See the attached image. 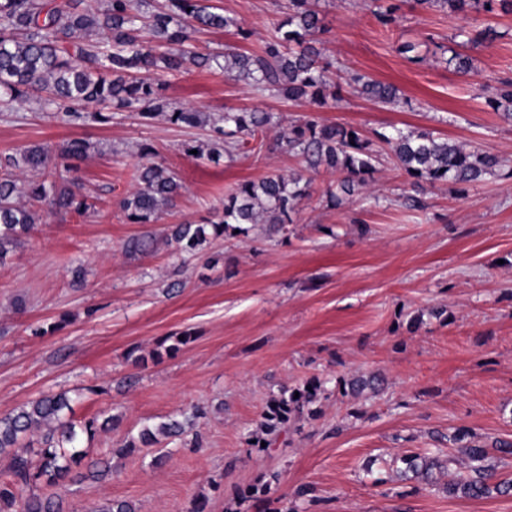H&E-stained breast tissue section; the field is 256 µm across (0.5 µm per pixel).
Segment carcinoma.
I'll list each match as a JSON object with an SVG mask.
<instances>
[{
  "label": "carcinoma",
  "instance_id": "carcinoma-1",
  "mask_svg": "<svg viewBox=\"0 0 512 512\" xmlns=\"http://www.w3.org/2000/svg\"><path fill=\"white\" fill-rule=\"evenodd\" d=\"M373 15L383 25L396 21L398 7L373 0ZM423 9L452 15L481 12L512 14V0H414ZM143 0H0V89L12 99L38 93L46 107L65 114L74 125L104 124L112 120L111 105L133 112L145 124L164 112L156 74L176 73L186 64L210 70L218 59L224 77L243 81L258 94L279 96L287 101L324 107L342 100L343 85L380 105L398 98V89L368 75L332 76L334 65L317 47V35L325 32L318 0H280L283 18L258 51L229 48L220 54L203 53L196 35L234 25L206 0H164L150 11ZM496 35L491 26L470 36L462 27L450 38L455 47L477 44ZM462 41H457V38ZM448 48V62L459 72L471 68L470 58ZM166 113V112H164ZM170 124L197 128L210 126L212 148L204 152L194 140L181 144L191 159L222 156L232 161L241 154H257L273 116L260 109L224 113L215 121L210 114L187 107L166 113ZM280 148L301 159L307 171L324 167L336 172V186L326 190L328 202L337 206L342 196L352 195L374 181L379 157L386 153L393 164L412 179L413 188L445 182L469 185L494 174L501 166L498 155L468 150L430 130L406 131L395 126L366 134L349 125L325 123L304 115L291 125ZM91 144L72 139L62 145L34 144L0 157V264L35 230L43 212L82 213L90 208L77 193V182L67 174L78 169ZM146 162L137 169V187L119 202L132 224H149L157 211L174 205L182 184L156 160L148 146L141 151ZM28 170L45 174L39 183H24ZM310 180L301 173L270 174L237 185L224 195L217 220L186 221L170 227L168 236L180 251L195 254L211 239L226 233L247 234L251 224H269L277 233L293 223L298 202L308 195ZM383 380L351 377L340 379L341 391L352 395L365 388L375 391ZM324 393L323 383L313 379L301 387L283 388L271 396L262 413L260 433L248 445L264 452L275 437L304 416L314 415L310 406ZM71 410L66 393L45 394L0 416V458L10 460L9 479L0 480V512H64L60 497L43 496L39 485L56 486L75 469L86 466L104 477L105 461L84 463L83 439L112 429V417H94L77 426L66 418ZM185 424L171 420L140 433L142 444L159 443V437L184 432ZM469 433L460 430L448 441L458 446L465 470L446 484L450 494L470 498L496 492H512V479H496V465L488 449L463 444ZM266 446H261V443ZM396 473L404 480L418 479L428 485L448 470L455 458L440 454L409 453L397 458ZM88 512H139L126 500H107Z\"/></svg>",
  "mask_w": 512,
  "mask_h": 512
}]
</instances>
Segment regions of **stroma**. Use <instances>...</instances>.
Segmentation results:
<instances>
[{"label":"stroma","mask_w":512,"mask_h":512,"mask_svg":"<svg viewBox=\"0 0 512 512\" xmlns=\"http://www.w3.org/2000/svg\"><path fill=\"white\" fill-rule=\"evenodd\" d=\"M211 2L236 25L200 35L205 53L228 44L253 50L281 18L275 0ZM393 2L399 21L386 28L371 0H324L325 56L343 74L395 85L400 100L381 106L347 90L321 119L365 131L432 130L503 160L461 193L425 185L419 210L402 206L410 180L390 159L371 188L337 207L325 197L336 177L322 169L311 174L287 233L258 224L192 256L166 242L165 228L208 217L241 182L301 171L276 141L308 105L255 95L217 68L161 74L167 103L272 113L268 149L216 163L180 150L184 140H206V131L144 125L130 112L82 126L33 98L0 111V155L75 137L95 146L77 173L90 209L43 216L0 265V415L66 391L73 422L114 419L87 446L89 459L110 461L111 474L53 487L67 512L104 499L186 512L199 496L207 512H265L268 501L239 498L261 480L280 512H512V495H448L450 471L433 487L392 473L396 456L434 449L436 436L460 428L487 447L512 440V119L491 103L512 79V15L464 21ZM485 24L496 37L470 46L471 71L457 72L450 36ZM404 42L417 44L421 62L398 53ZM145 144L183 190L154 223L130 224L118 202L136 185ZM147 233L157 237L151 254L127 250ZM184 330L195 338L151 360L160 342ZM374 374L385 379L380 391L353 396L338 387L339 378ZM313 378L326 389L315 417L265 452L250 448L268 399ZM197 406L205 411L195 425L202 447L184 436L116 455L144 428ZM303 486L309 495L296 497Z\"/></svg>","instance_id":"35a3bbf8"}]
</instances>
